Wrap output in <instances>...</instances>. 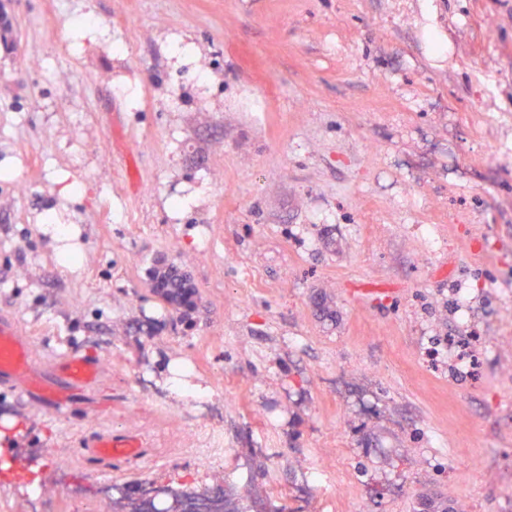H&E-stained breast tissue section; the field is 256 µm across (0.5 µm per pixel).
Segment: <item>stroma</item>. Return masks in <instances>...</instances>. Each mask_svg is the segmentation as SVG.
<instances>
[{"instance_id":"35a3bbf8","label":"stroma","mask_w":512,"mask_h":512,"mask_svg":"<svg viewBox=\"0 0 512 512\" xmlns=\"http://www.w3.org/2000/svg\"><path fill=\"white\" fill-rule=\"evenodd\" d=\"M2 311L36 359L104 363L95 420L0 389L45 512H132L145 478L512 512V0H0ZM179 381L223 404V458ZM113 424L164 457L81 470ZM151 291L157 300L174 310L195 305L191 276L174 263L161 262L151 271Z\"/></svg>"}]
</instances>
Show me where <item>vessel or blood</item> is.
<instances>
[{"mask_svg": "<svg viewBox=\"0 0 512 512\" xmlns=\"http://www.w3.org/2000/svg\"><path fill=\"white\" fill-rule=\"evenodd\" d=\"M102 376L99 357L90 354L70 352L51 364L39 363L18 320L0 315V387L29 406L67 418L76 400L94 398ZM78 453L84 460L110 465L113 472L125 475L160 457L147 432L115 426L99 430Z\"/></svg>", "mask_w": 512, "mask_h": 512, "instance_id": "b4317fda", "label": "vessel or blood"}]
</instances>
